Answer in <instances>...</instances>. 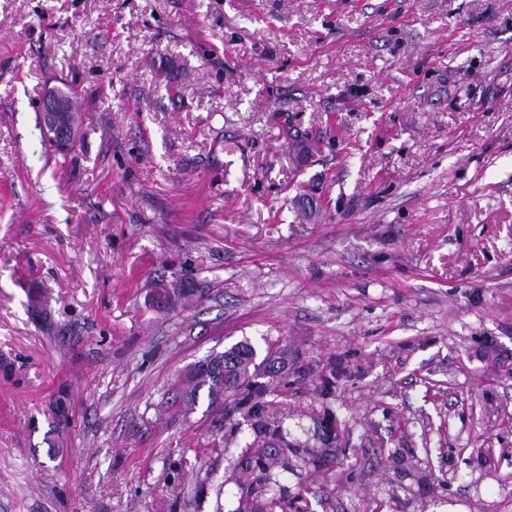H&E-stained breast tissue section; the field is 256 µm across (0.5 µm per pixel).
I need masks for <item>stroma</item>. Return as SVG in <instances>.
Returning a JSON list of instances; mask_svg holds the SVG:
<instances>
[{
  "instance_id": "stroma-1",
  "label": "stroma",
  "mask_w": 512,
  "mask_h": 512,
  "mask_svg": "<svg viewBox=\"0 0 512 512\" xmlns=\"http://www.w3.org/2000/svg\"><path fill=\"white\" fill-rule=\"evenodd\" d=\"M244 340L305 459L175 402ZM266 478L273 512H512V0H0V512ZM65 92V93H64ZM54 91L46 95L40 101V111L43 115V130L46 136L57 145L61 150L71 146L74 139V132L67 118V95L72 110L77 129L83 123L80 101L77 93L70 87L67 91Z\"/></svg>"
}]
</instances>
